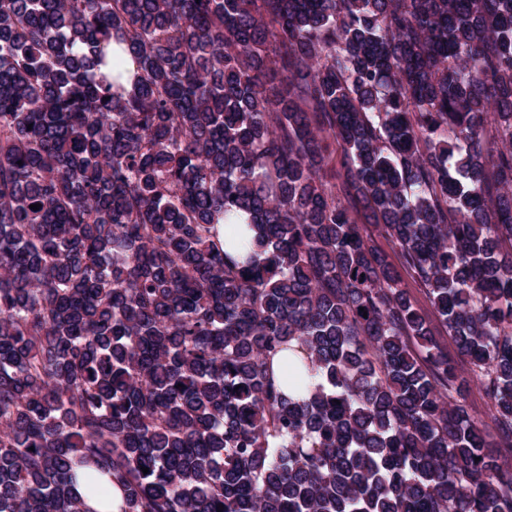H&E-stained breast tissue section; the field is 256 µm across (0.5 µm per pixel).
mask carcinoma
I'll list each match as a JSON object with an SVG mask.
<instances>
[{"label":"carcinoma","instance_id":"cac0c4a2","mask_svg":"<svg viewBox=\"0 0 512 512\" xmlns=\"http://www.w3.org/2000/svg\"><path fill=\"white\" fill-rule=\"evenodd\" d=\"M507 244L512 0H0V512H512ZM117 66H114V62ZM112 78L119 72L122 73L120 81L130 89L131 77L137 71L133 57L128 53L124 44H116L112 41ZM410 291L417 303V305L425 311L435 329L436 336L440 339L442 344L448 349V354L454 358L458 373L467 380L470 386L469 405L472 413L481 419L487 426L488 430L494 432V422L490 415V401L482 391L479 381L472 371V367L468 360L457 353L455 344L451 336H448V330L443 324L435 317L433 308L431 307L423 288L414 283L410 278L407 279ZM75 492L84 499L88 508L96 512H120L121 493L112 487V498L109 501H102L90 495L89 490L81 475L78 477L74 487Z\"/></svg>","mask_w":512,"mask_h":512}]
</instances>
